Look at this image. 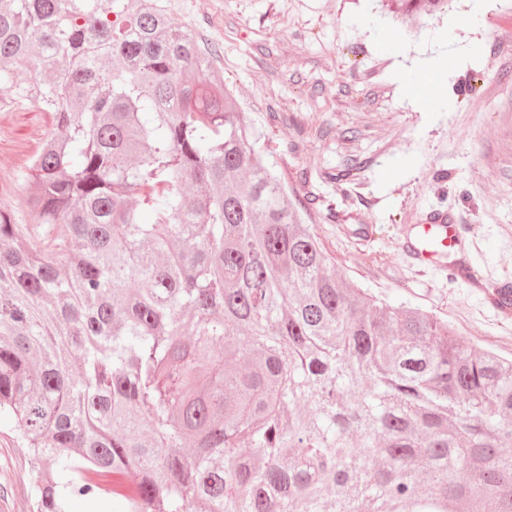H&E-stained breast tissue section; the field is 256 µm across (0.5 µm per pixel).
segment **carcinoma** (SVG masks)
<instances>
[{
    "label": "carcinoma",
    "instance_id": "carcinoma-1",
    "mask_svg": "<svg viewBox=\"0 0 512 512\" xmlns=\"http://www.w3.org/2000/svg\"><path fill=\"white\" fill-rule=\"evenodd\" d=\"M216 62L160 0L0 4V92L53 117L0 208L36 512H512V361L336 272Z\"/></svg>",
    "mask_w": 512,
    "mask_h": 512
}]
</instances>
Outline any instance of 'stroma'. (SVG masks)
<instances>
[{
	"mask_svg": "<svg viewBox=\"0 0 512 512\" xmlns=\"http://www.w3.org/2000/svg\"><path fill=\"white\" fill-rule=\"evenodd\" d=\"M175 22L219 49L237 108L266 135V159L350 284L446 321L477 351L512 359V0H451L412 30L376 0H163ZM398 43H391L392 34ZM444 60L443 102L401 89ZM0 207L29 223L18 179L50 113L0 92ZM452 209L449 261L423 267L413 228ZM464 269L448 276L449 264ZM0 512H35L30 456L0 417Z\"/></svg>",
	"mask_w": 512,
	"mask_h": 512,
	"instance_id": "stroma-1",
	"label": "stroma"
}]
</instances>
